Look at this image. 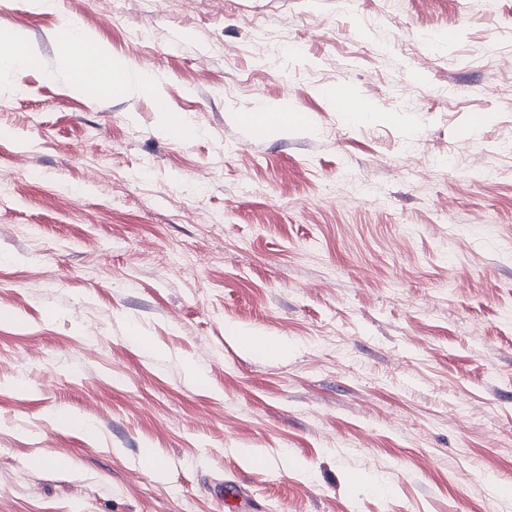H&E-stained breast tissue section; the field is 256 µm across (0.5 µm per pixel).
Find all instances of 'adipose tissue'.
<instances>
[{
    "label": "adipose tissue",
    "instance_id": "adipose-tissue-1",
    "mask_svg": "<svg viewBox=\"0 0 512 512\" xmlns=\"http://www.w3.org/2000/svg\"><path fill=\"white\" fill-rule=\"evenodd\" d=\"M65 43H79L83 51L79 54L60 53L59 59L71 75L75 91H83L93 77L105 78L119 72L124 76L123 91L138 89L153 90L156 75L153 71L133 69L129 64L113 57L111 50L86 33L75 23H67Z\"/></svg>",
    "mask_w": 512,
    "mask_h": 512
}]
</instances>
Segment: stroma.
I'll return each mask as SVG.
<instances>
[{"instance_id":"obj_1","label":"stroma","mask_w":512,"mask_h":512,"mask_svg":"<svg viewBox=\"0 0 512 512\" xmlns=\"http://www.w3.org/2000/svg\"><path fill=\"white\" fill-rule=\"evenodd\" d=\"M111 7L0 0L33 58L0 88V512H512V0ZM68 22L155 94L75 93ZM278 100L311 126L252 141ZM238 338L246 347L261 345L277 354H283L288 351V341L285 339L274 338L271 336H255V334L251 332H243L241 336H238Z\"/></svg>"}]
</instances>
